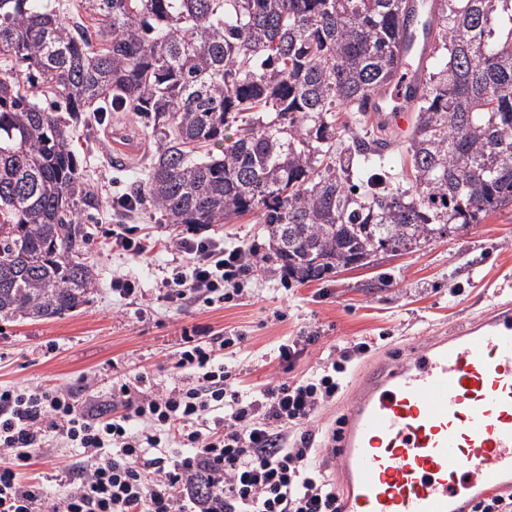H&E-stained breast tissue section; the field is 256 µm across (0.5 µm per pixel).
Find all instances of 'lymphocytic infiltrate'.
<instances>
[{"label": "lymphocytic infiltrate", "mask_w": 512, "mask_h": 512, "mask_svg": "<svg viewBox=\"0 0 512 512\" xmlns=\"http://www.w3.org/2000/svg\"><path fill=\"white\" fill-rule=\"evenodd\" d=\"M169 244L182 261L163 287L177 305L233 297L255 261L214 237L178 233ZM243 341L185 335L176 365L192 378L165 389L148 386L144 374L115 384L109 415L56 387L0 388V512H37L45 491L27 472L56 437L81 449L87 465L78 475L61 470L68 490L54 512H340L303 426L335 400L367 342L344 348L317 376L254 395L235 387L222 358Z\"/></svg>", "instance_id": "obj_1"}]
</instances>
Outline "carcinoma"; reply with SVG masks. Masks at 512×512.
<instances>
[{"mask_svg":"<svg viewBox=\"0 0 512 512\" xmlns=\"http://www.w3.org/2000/svg\"><path fill=\"white\" fill-rule=\"evenodd\" d=\"M83 0L98 46L47 0H0V315L89 303L92 204L70 127L131 109L158 149L134 190L165 224L260 215L288 275L322 279L512 205V0ZM429 44L412 127L389 177L355 137L416 33ZM53 96L41 105L36 93ZM348 113L339 122L338 113ZM236 127L231 148L207 147Z\"/></svg>","mask_w":512,"mask_h":512,"instance_id":"carcinoma-1","label":"carcinoma"}]
</instances>
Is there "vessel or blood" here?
<instances>
[{
  "instance_id": "1",
  "label": "vessel or blood",
  "mask_w": 512,
  "mask_h": 512,
  "mask_svg": "<svg viewBox=\"0 0 512 512\" xmlns=\"http://www.w3.org/2000/svg\"><path fill=\"white\" fill-rule=\"evenodd\" d=\"M420 73L374 97L372 124L406 130ZM342 512H471L512 493V305L374 364L338 434Z\"/></svg>"
}]
</instances>
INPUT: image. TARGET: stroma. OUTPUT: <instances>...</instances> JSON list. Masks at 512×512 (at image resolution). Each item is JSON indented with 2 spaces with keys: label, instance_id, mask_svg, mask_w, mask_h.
Wrapping results in <instances>:
<instances>
[{
  "label": "stroma",
  "instance_id": "35a3bbf8",
  "mask_svg": "<svg viewBox=\"0 0 512 512\" xmlns=\"http://www.w3.org/2000/svg\"><path fill=\"white\" fill-rule=\"evenodd\" d=\"M84 178L95 195L82 207L81 222L90 237L86 260L95 272L89 304L53 320L0 317V387L20 390L52 384L107 402L113 381L145 372L151 383L172 384L180 371L176 350L183 329L244 334L232 363L243 388L259 392L270 380L315 375L330 352L369 342L355 358L335 402L319 409L307 425L319 447L316 464L334 475V452L328 438L351 395L373 362L396 358L411 341L446 335L459 322L512 302V207L505 206L466 230H452L415 249L377 253L366 267L341 268L308 282L290 278L270 256L258 215L247 214L198 229L201 237L255 250L257 264L240 300L208 308L177 306L164 297L161 281L179 256L166 248L176 226L158 223L150 204L118 215L113 204L132 193L145 178L156 150L151 125L134 112H110L104 120L72 129ZM137 227L155 241L147 256L112 251L107 233L115 222ZM135 279L142 299L126 300L112 291L115 278ZM296 336L312 337L305 352L288 364L280 361V344ZM80 459L75 448L54 441L37 459L45 490L60 498L55 476Z\"/></svg>",
  "mask_w": 512,
  "mask_h": 512
}]
</instances>
